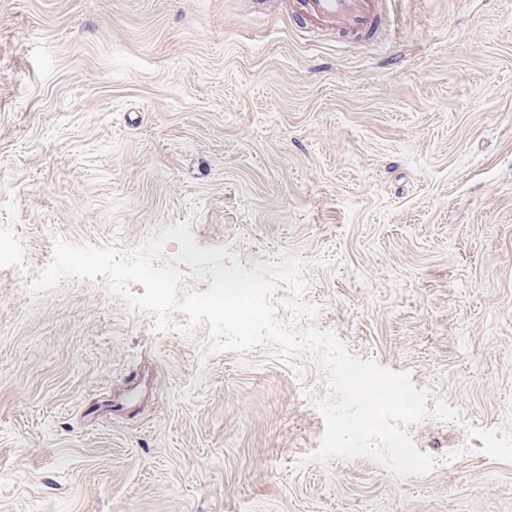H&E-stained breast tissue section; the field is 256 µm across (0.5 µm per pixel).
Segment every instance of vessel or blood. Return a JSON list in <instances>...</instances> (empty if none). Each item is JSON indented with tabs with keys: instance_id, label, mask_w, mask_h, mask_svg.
<instances>
[{
	"instance_id": "1",
	"label": "vessel or blood",
	"mask_w": 512,
	"mask_h": 512,
	"mask_svg": "<svg viewBox=\"0 0 512 512\" xmlns=\"http://www.w3.org/2000/svg\"><path fill=\"white\" fill-rule=\"evenodd\" d=\"M310 21L329 20L346 34L369 37L375 32L376 0H297Z\"/></svg>"
}]
</instances>
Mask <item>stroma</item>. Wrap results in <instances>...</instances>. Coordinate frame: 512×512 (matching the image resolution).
Wrapping results in <instances>:
<instances>
[{
  "label": "stroma",
  "mask_w": 512,
  "mask_h": 512,
  "mask_svg": "<svg viewBox=\"0 0 512 512\" xmlns=\"http://www.w3.org/2000/svg\"><path fill=\"white\" fill-rule=\"evenodd\" d=\"M181 221L300 257L318 328L457 412L410 429L439 466L309 460L310 354L27 294L55 237ZM0 229V512H512V0H392L370 40L292 0H0Z\"/></svg>",
  "instance_id": "35a3bbf8"
}]
</instances>
